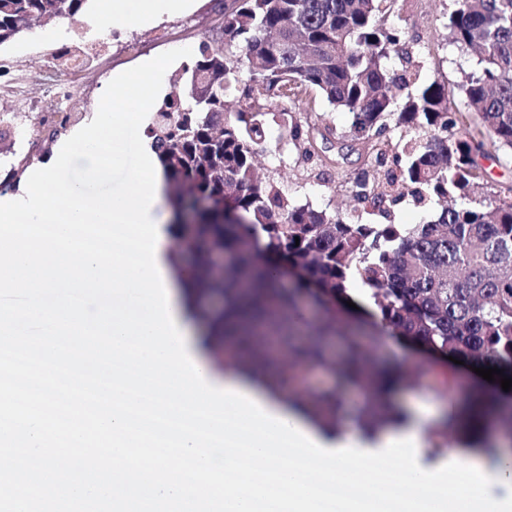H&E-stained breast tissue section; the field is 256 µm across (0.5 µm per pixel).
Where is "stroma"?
Segmentation results:
<instances>
[{"instance_id":"stroma-1","label":"stroma","mask_w":512,"mask_h":512,"mask_svg":"<svg viewBox=\"0 0 512 512\" xmlns=\"http://www.w3.org/2000/svg\"><path fill=\"white\" fill-rule=\"evenodd\" d=\"M451 0H398L397 10L389 17L390 23L399 25L417 36L411 51L415 60L422 62L424 71L434 79L444 81L449 89H456L462 80V71L468 68L466 55L449 45L443 26ZM224 26V0H193L192 9L175 18H163L143 27L126 25L121 20L112 22V58L106 78L100 79V88L84 96L79 104L83 111L96 113L110 77L135 67L160 53L188 47L193 60H200L203 45L212 43ZM256 157L268 172L278 174L288 190L291 200L298 205L335 211L350 216L354 206L347 191L348 180L363 166L357 157H350L333 171L329 181L317 183L306 180L301 167L295 162L290 146L277 142L275 137L257 144ZM381 360L395 367L415 365L440 373L454 370L459 379H470L468 366L452 364L448 359L423 348L388 339L378 347Z\"/></svg>"}]
</instances>
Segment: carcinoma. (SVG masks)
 <instances>
[{"mask_svg": "<svg viewBox=\"0 0 512 512\" xmlns=\"http://www.w3.org/2000/svg\"><path fill=\"white\" fill-rule=\"evenodd\" d=\"M448 43L472 56L453 101L448 85L422 75L408 50L414 36L387 24L397 0H224V28L191 69L193 98L170 96L147 127L174 212L172 238H191L187 287L224 296L200 310L233 336L224 366L288 384L322 371L336 388L295 398L336 430L341 397L360 398L369 435L400 424L392 393L426 384L420 371L389 375L382 336L436 354L490 363L512 377V184L488 188L482 161L512 153V0H452ZM87 0H0V45L21 25L69 18ZM396 56L401 69L389 67ZM247 74L246 106L224 118V98ZM315 93L352 116L339 135L296 112H267L275 97ZM288 140L307 177L362 150L369 172L351 183L366 212L389 218L404 197L440 209L425 224H363L326 209L296 206L253 166L270 129ZM405 130L393 139L391 132ZM359 281L376 311L350 321L337 307ZM492 429L512 434V390L489 410ZM498 460L490 435L464 442Z\"/></svg>", "mask_w": 512, "mask_h": 512, "instance_id": "carcinoma-1", "label": "carcinoma"}]
</instances>
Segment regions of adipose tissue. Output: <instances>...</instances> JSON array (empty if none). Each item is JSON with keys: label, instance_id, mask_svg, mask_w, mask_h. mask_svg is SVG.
<instances>
[{"label": "adipose tissue", "instance_id": "adipose-tissue-1", "mask_svg": "<svg viewBox=\"0 0 512 512\" xmlns=\"http://www.w3.org/2000/svg\"><path fill=\"white\" fill-rule=\"evenodd\" d=\"M191 3L192 0H98V9L105 19L119 17L129 24L137 25L152 17L179 16ZM259 405L266 412L288 420L290 425L299 427L313 441L327 448L353 445L361 449L365 446L364 441L353 433L339 437L325 436L311 420L290 407L287 398L282 397L273 402L263 397ZM438 421L439 415L431 405L417 403L406 424L382 441L383 447L397 453L401 460L402 474L416 475L418 501L426 505L428 512H444L447 503L442 494L450 490L464 512H512V477H505L498 464L482 459L462 462L452 454L443 469L434 473L419 471L417 456Z\"/></svg>", "mask_w": 512, "mask_h": 512}]
</instances>
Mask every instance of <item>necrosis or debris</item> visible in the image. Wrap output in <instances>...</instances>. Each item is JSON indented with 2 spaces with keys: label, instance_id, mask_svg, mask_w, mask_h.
I'll return each instance as SVG.
<instances>
[{
  "label": "necrosis or debris",
  "instance_id": "4bbe7bcc",
  "mask_svg": "<svg viewBox=\"0 0 512 512\" xmlns=\"http://www.w3.org/2000/svg\"><path fill=\"white\" fill-rule=\"evenodd\" d=\"M112 44V30L104 26L88 34L83 23L70 21L62 36L47 40L37 70L22 69L17 56L0 54V92L16 93L33 82L53 86L56 102L32 99L21 110L9 113L7 133L17 148V159L0 157V189L12 187L16 164H31L41 158L45 140L72 132L89 122L87 113L78 107L79 99L92 93L93 79L102 75V62Z\"/></svg>",
  "mask_w": 512,
  "mask_h": 512
}]
</instances>
